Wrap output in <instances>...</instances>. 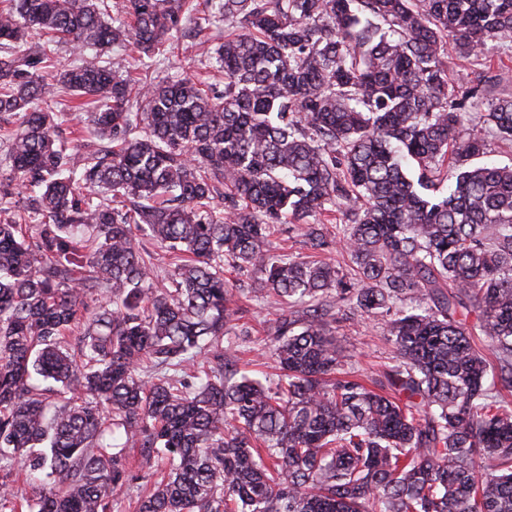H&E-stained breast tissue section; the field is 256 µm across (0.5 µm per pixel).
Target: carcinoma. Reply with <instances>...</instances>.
<instances>
[{"mask_svg": "<svg viewBox=\"0 0 512 512\" xmlns=\"http://www.w3.org/2000/svg\"><path fill=\"white\" fill-rule=\"evenodd\" d=\"M193 2L0 0V504L114 512L131 446L167 466L136 512H512V164L464 132L512 140V97L450 86L447 53L512 50V0H205L224 90L181 73L132 109L129 62L85 51L150 57ZM63 97L93 106L69 149ZM226 267L285 304L272 386L219 346ZM333 294L384 318V393L339 376ZM486 149L485 153L475 159L479 164H509L512 161V145L503 141L498 134L484 127ZM279 229L276 234V240L285 247H288V254H293V256L297 257L311 255V250L301 242L302 239L297 236L291 224H281Z\"/></svg>", "mask_w": 512, "mask_h": 512, "instance_id": "carcinoma-1", "label": "carcinoma"}]
</instances>
